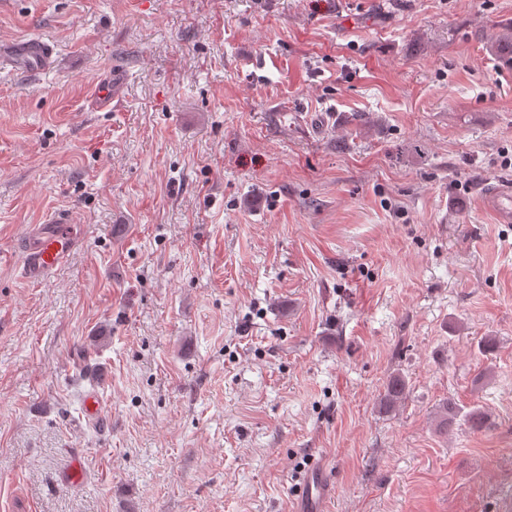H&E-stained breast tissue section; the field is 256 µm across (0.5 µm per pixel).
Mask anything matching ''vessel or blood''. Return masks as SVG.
Here are the masks:
<instances>
[{
  "instance_id": "b4317fda",
  "label": "vessel or blood",
  "mask_w": 512,
  "mask_h": 512,
  "mask_svg": "<svg viewBox=\"0 0 512 512\" xmlns=\"http://www.w3.org/2000/svg\"><path fill=\"white\" fill-rule=\"evenodd\" d=\"M13 54L28 71L33 72L46 66L52 50L41 39L33 38L15 46ZM481 206L498 222L511 223L512 188L503 186L489 190L482 196ZM74 222L73 214L62 210L28 232L21 263L25 279L32 283L45 281L65 262L74 247L75 238L70 231ZM328 487L324 469L313 466L296 495L293 512H320Z\"/></svg>"
}]
</instances>
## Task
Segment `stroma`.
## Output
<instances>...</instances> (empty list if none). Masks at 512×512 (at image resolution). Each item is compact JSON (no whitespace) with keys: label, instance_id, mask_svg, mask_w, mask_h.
<instances>
[{"label":"stroma","instance_id":"35a3bbf8","mask_svg":"<svg viewBox=\"0 0 512 512\" xmlns=\"http://www.w3.org/2000/svg\"><path fill=\"white\" fill-rule=\"evenodd\" d=\"M510 21L0 0L1 46L53 49L0 62V512H289L314 462L326 512L512 506V223L477 204L512 186V70L482 42ZM59 209L78 244L28 282L25 233ZM446 401L486 427L440 434ZM16 59L30 72L44 68L51 57V47L41 39H29L13 49ZM406 391V381L403 376L395 374L386 383L384 394L381 400L382 407L391 411L402 401Z\"/></svg>","mask_w":512,"mask_h":512}]
</instances>
